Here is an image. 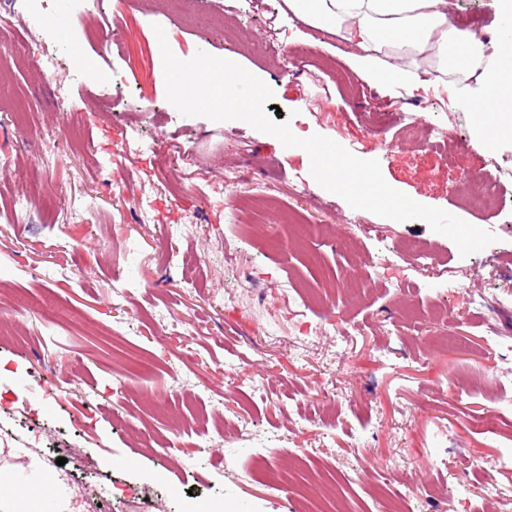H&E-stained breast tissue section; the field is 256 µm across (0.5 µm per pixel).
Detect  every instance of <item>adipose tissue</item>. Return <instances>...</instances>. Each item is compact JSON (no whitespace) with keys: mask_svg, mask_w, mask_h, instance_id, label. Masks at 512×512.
Here are the masks:
<instances>
[{"mask_svg":"<svg viewBox=\"0 0 512 512\" xmlns=\"http://www.w3.org/2000/svg\"><path fill=\"white\" fill-rule=\"evenodd\" d=\"M288 11L317 30L350 43L370 77L410 91L422 76L465 80L480 69L483 88L476 108L475 135L488 150L512 137V111L499 108L512 99V63L485 61L481 42L449 18L448 0H284ZM0 463V512H80L78 494L62 472L47 467L24 448ZM43 486L48 496L24 494Z\"/></svg>","mask_w":512,"mask_h":512,"instance_id":"1","label":"adipose tissue"}]
</instances>
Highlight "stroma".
<instances>
[{"label":"stroma","instance_id":"35a3bbf8","mask_svg":"<svg viewBox=\"0 0 512 512\" xmlns=\"http://www.w3.org/2000/svg\"><path fill=\"white\" fill-rule=\"evenodd\" d=\"M181 12L0 0V322L13 328L0 448L64 458L83 493L108 491L109 512H315L326 483L343 512H387L388 488L406 512H512V210L460 201L480 188L512 201V143L472 146L477 78L469 95L438 80L409 102L283 0ZM450 17L493 55L495 0H453ZM158 25L179 59L201 50L269 85L275 122L378 160L390 186L495 242L461 256L427 224L350 207L276 137L181 115ZM298 42L317 50L300 66L281 56ZM46 54L56 69L40 70ZM360 84L393 121L369 125ZM435 128L469 148L435 149ZM481 296L502 303L475 308Z\"/></svg>","mask_w":512,"mask_h":512}]
</instances>
